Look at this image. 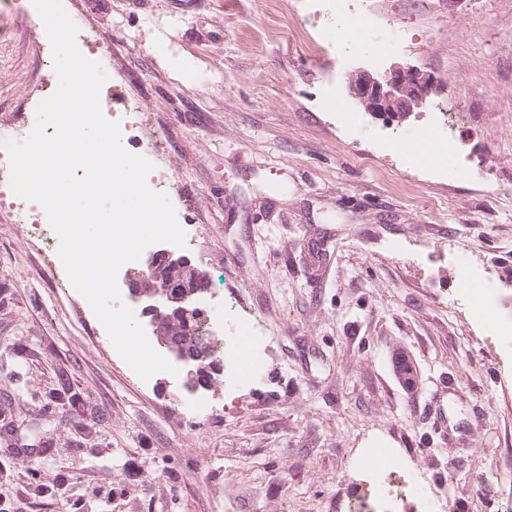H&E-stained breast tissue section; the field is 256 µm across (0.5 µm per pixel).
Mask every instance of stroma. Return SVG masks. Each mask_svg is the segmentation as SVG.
<instances>
[{"mask_svg": "<svg viewBox=\"0 0 512 512\" xmlns=\"http://www.w3.org/2000/svg\"><path fill=\"white\" fill-rule=\"evenodd\" d=\"M63 0L110 43L100 98L138 100L214 292L225 342L262 321V368L225 359L209 409L177 374L142 380L90 305L0 206V512H348L370 506L363 449H395L402 484L447 512H507L512 345V0H420L375 64L339 50L319 0ZM43 29L0 10V137L56 91ZM413 65L437 87L402 121L350 96L360 69ZM456 108L445 137L467 171L406 144ZM354 112L367 129L347 121ZM416 371L407 386L399 358Z\"/></svg>", "mask_w": 512, "mask_h": 512, "instance_id": "obj_1", "label": "stroma"}]
</instances>
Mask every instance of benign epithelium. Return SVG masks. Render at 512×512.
I'll list each match as a JSON object with an SVG mask.
<instances>
[{"label": "benign epithelium", "mask_w": 512, "mask_h": 512, "mask_svg": "<svg viewBox=\"0 0 512 512\" xmlns=\"http://www.w3.org/2000/svg\"><path fill=\"white\" fill-rule=\"evenodd\" d=\"M434 87L435 79L432 75L415 66L394 65L382 74L369 70L355 73L349 80L348 92L370 114L390 121H402L415 108L423 105ZM163 258L169 261L175 258L183 265L186 273L183 279L185 284L202 277L200 270L192 265L187 257L183 255L178 257L168 249L151 253L143 269L138 271V275L142 278L153 275ZM192 295L193 292L185 289L183 294L175 299L171 296L170 290L165 287L137 295L138 299L145 300L146 313L152 316L153 334H159L163 311L170 309L175 302L182 305L189 304Z\"/></svg>", "instance_id": "1"}]
</instances>
